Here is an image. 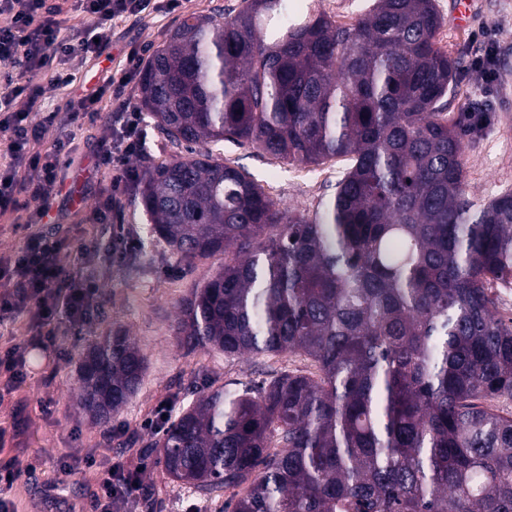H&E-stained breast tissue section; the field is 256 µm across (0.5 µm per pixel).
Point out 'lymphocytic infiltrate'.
I'll list each match as a JSON object with an SVG mask.
<instances>
[{
	"instance_id": "obj_1",
	"label": "lymphocytic infiltrate",
	"mask_w": 512,
	"mask_h": 512,
	"mask_svg": "<svg viewBox=\"0 0 512 512\" xmlns=\"http://www.w3.org/2000/svg\"><path fill=\"white\" fill-rule=\"evenodd\" d=\"M187 0H73V8L88 21L86 36L67 33L59 6L49 0H0V213L29 209L30 223H42L61 194V165L71 151L68 138L57 135L49 149H42L50 129L60 128L56 113L47 111L45 83L68 86L76 82L75 68L100 56L112 42L116 21L141 17L151 11L184 9ZM142 63L139 49H131L121 77L105 76L100 84L83 91L70 102L72 114L95 118L105 99L118 103L111 140L100 142L96 155L100 166L112 173V189L129 186L139 175L129 163L145 145L141 116L121 96ZM37 208H30V201ZM61 248L40 232H29L24 244L0 262V325L28 313L42 332L40 346L53 340V325L66 319L71 327L85 325L97 306V286L85 271L60 277ZM96 468L97 492L93 512H114L124 505L137 512L142 499L141 468H129L122 460L104 456L87 458Z\"/></svg>"
}]
</instances>
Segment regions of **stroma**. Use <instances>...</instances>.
<instances>
[{"instance_id": "stroma-1", "label": "stroma", "mask_w": 512, "mask_h": 512, "mask_svg": "<svg viewBox=\"0 0 512 512\" xmlns=\"http://www.w3.org/2000/svg\"><path fill=\"white\" fill-rule=\"evenodd\" d=\"M182 15L157 12L116 23L106 55L81 67L82 83L90 88L105 72L120 74L130 47L154 52ZM488 35L496 41L498 79L486 98L482 78L470 63ZM439 39L441 47L463 63L453 112L489 107L485 127L463 138L469 196L483 202L512 192V0H475L469 20L454 27L443 25ZM114 108V103L103 102L95 122H73L72 162L64 169V185L71 195L58 198L53 208L56 222L42 227L46 235L63 241V270L87 257V272L99 288L97 311L78 330L59 322L55 346L45 349L38 347L27 315L0 329V348L26 345L28 358L24 384L10 393L0 388V466L12 465L16 473L12 487L0 489V498L9 501L14 512H92L95 472L83 459L108 448L113 457L144 467L148 494L140 512H188L192 505L202 512H225L232 490L207 497L166 476L152 447L162 433L154 425L157 406L167 401L178 413L200 393L218 386H242L280 369L313 376L317 368L298 355L228 358L218 351H190L179 344L174 326L180 302L223 258L190 262L165 244L150 241L147 220L133 206L129 191L111 193V174L96 166L93 148L110 134ZM220 157L253 174L280 207L310 216L322 210L349 166L344 158L289 165L231 142L221 147ZM107 196L112 199L111 223H88L90 212ZM117 233L127 241L119 257L111 251ZM115 329L132 336L146 357L147 369L138 393L109 424L98 425L74 406L78 360L88 343Z\"/></svg>"}]
</instances>
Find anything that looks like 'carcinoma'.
I'll return each instance as SVG.
<instances>
[{
	"instance_id": "carcinoma-1",
	"label": "carcinoma",
	"mask_w": 512,
	"mask_h": 512,
	"mask_svg": "<svg viewBox=\"0 0 512 512\" xmlns=\"http://www.w3.org/2000/svg\"><path fill=\"white\" fill-rule=\"evenodd\" d=\"M435 0H372L342 25L287 0L189 14L151 55L140 108L186 157L131 184L151 236L224 264L180 307L189 349L302 355L200 396L155 442L173 481L248 485L232 512H512V193L466 194L449 115L457 59ZM231 140L290 165L346 157L314 217L280 208ZM147 365L127 334L80 356L76 406L105 423Z\"/></svg>"
}]
</instances>
